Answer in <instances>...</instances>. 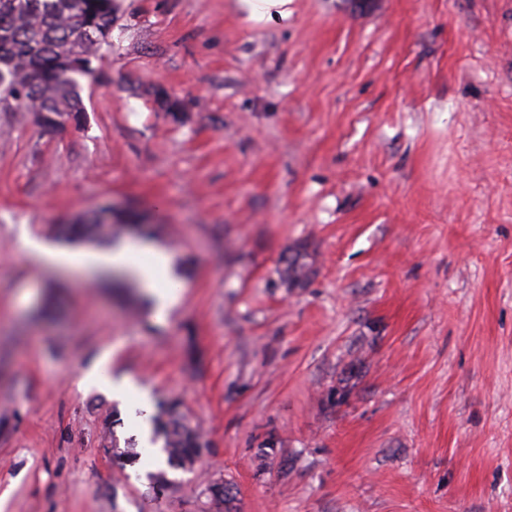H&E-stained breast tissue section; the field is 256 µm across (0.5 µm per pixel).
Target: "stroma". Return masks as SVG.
<instances>
[{
	"mask_svg": "<svg viewBox=\"0 0 512 512\" xmlns=\"http://www.w3.org/2000/svg\"><path fill=\"white\" fill-rule=\"evenodd\" d=\"M117 3L81 129L0 111V512H209L219 477L231 512H512V0ZM103 204L154 225L167 323L26 256ZM106 353L191 470L80 386ZM292 0H238V6L246 21L251 23H268L271 21H288L292 11ZM157 433L163 439V450L173 468L192 469L207 444L196 425H191L178 412V403L171 401L161 410Z\"/></svg>",
	"mask_w": 512,
	"mask_h": 512,
	"instance_id": "stroma-1",
	"label": "stroma"
}]
</instances>
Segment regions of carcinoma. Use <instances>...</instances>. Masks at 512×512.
Listing matches in <instances>:
<instances>
[{"instance_id": "carcinoma-1", "label": "carcinoma", "mask_w": 512, "mask_h": 512, "mask_svg": "<svg viewBox=\"0 0 512 512\" xmlns=\"http://www.w3.org/2000/svg\"><path fill=\"white\" fill-rule=\"evenodd\" d=\"M116 0H0V106L32 112L40 126L59 130L80 127L85 119L82 80L92 77V62L112 47ZM68 240L112 243V210L101 208L58 229ZM289 278L307 276L304 256L297 254L285 268ZM157 433L173 468L191 469L207 447L197 426L191 425L171 401L161 410ZM103 447L125 465L133 452L119 450L112 433ZM210 509L228 512L231 488L215 479L207 486Z\"/></svg>"}]
</instances>
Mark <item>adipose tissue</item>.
<instances>
[{
    "label": "adipose tissue",
    "mask_w": 512,
    "mask_h": 512,
    "mask_svg": "<svg viewBox=\"0 0 512 512\" xmlns=\"http://www.w3.org/2000/svg\"><path fill=\"white\" fill-rule=\"evenodd\" d=\"M26 254L44 264L78 270L86 273H96L111 269H124L130 272L139 282L141 288L154 302V316L164 320L178 300L175 288L158 287L160 275L168 271L167 257L159 250L150 249L147 243L134 240L101 253L94 251L68 252L49 246L37 240H26ZM151 253L152 263H135L134 257L139 253Z\"/></svg>",
    "instance_id": "adipose-tissue-1"
}]
</instances>
